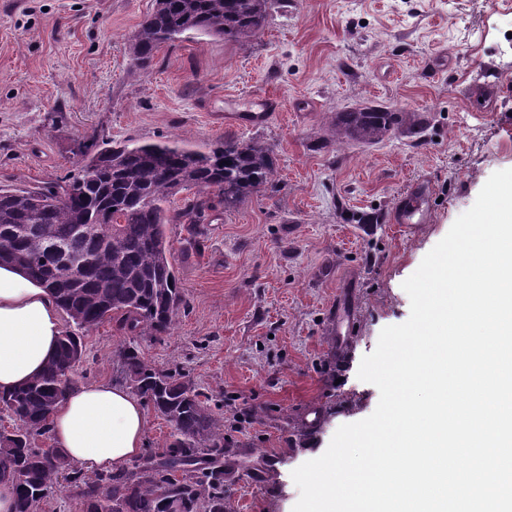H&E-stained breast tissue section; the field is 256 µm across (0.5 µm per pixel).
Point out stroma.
Instances as JSON below:
<instances>
[{
	"instance_id": "obj_1",
	"label": "stroma",
	"mask_w": 512,
	"mask_h": 512,
	"mask_svg": "<svg viewBox=\"0 0 512 512\" xmlns=\"http://www.w3.org/2000/svg\"><path fill=\"white\" fill-rule=\"evenodd\" d=\"M153 7L0 0V184L76 173L109 140L273 146L275 190L216 205L193 230L167 225L183 291L171 330L105 320L84 333L76 379L119 383L125 348L179 369L244 465L224 486L231 512H293V470L378 404L357 372L381 330L408 319L403 282L512 169V0H271L248 44L190 38L142 70L128 43ZM268 98L267 124L225 125ZM366 105L409 112L421 136L336 141V113ZM417 182L427 217L405 229L392 216Z\"/></svg>"
}]
</instances>
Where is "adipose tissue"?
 Listing matches in <instances>:
<instances>
[{
  "label": "adipose tissue",
  "instance_id": "1",
  "mask_svg": "<svg viewBox=\"0 0 512 512\" xmlns=\"http://www.w3.org/2000/svg\"><path fill=\"white\" fill-rule=\"evenodd\" d=\"M62 333L47 288L0 267V392L30 381L54 357ZM54 448L83 471L121 469L145 443L141 400L109 382L73 387L50 417Z\"/></svg>",
  "mask_w": 512,
  "mask_h": 512
}]
</instances>
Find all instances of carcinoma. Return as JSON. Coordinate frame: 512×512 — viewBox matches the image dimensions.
<instances>
[{"label": "carcinoma", "mask_w": 512, "mask_h": 512, "mask_svg": "<svg viewBox=\"0 0 512 512\" xmlns=\"http://www.w3.org/2000/svg\"><path fill=\"white\" fill-rule=\"evenodd\" d=\"M271 0H155L153 11L129 39L134 65L148 68L162 45L180 38L212 36L243 44L268 21ZM406 121L381 105L336 113V139L381 140ZM274 148L259 139L224 136L205 150L184 141L108 142L83 153L74 175L34 188L0 186V263L13 265L48 288L80 329L120 315L131 332L167 333L182 305V293L165 227L201 224L214 200L195 197L175 212L166 203L185 190H213L224 209L234 208L274 186ZM82 224L112 225L103 239L79 231ZM49 235L67 255L42 243ZM89 261L85 279L72 285L69 257ZM85 343L66 329L44 370L26 385L0 394L14 427L0 430V478L19 488L16 512H42L68 487L83 512H224V482L237 463L224 447V424L209 396L179 374L159 370L134 350L120 354L126 384L173 424L166 448L143 455L123 472L88 476L59 451L39 441L82 362Z\"/></svg>", "instance_id": "cac0c4a2"}]
</instances>
